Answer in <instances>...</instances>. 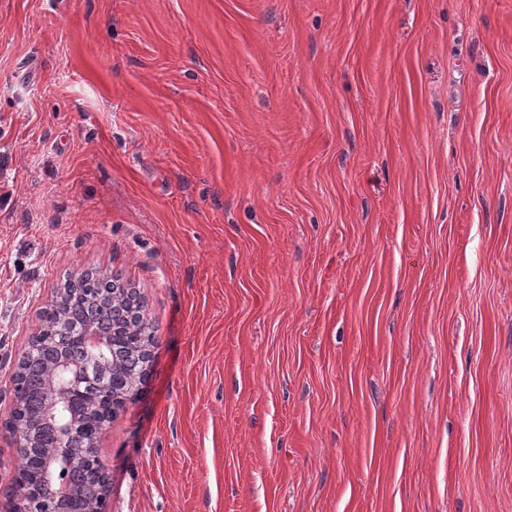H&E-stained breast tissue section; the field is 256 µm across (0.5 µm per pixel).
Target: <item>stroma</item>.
Returning <instances> with one entry per match:
<instances>
[{
	"instance_id": "1",
	"label": "stroma",
	"mask_w": 512,
	"mask_h": 512,
	"mask_svg": "<svg viewBox=\"0 0 512 512\" xmlns=\"http://www.w3.org/2000/svg\"><path fill=\"white\" fill-rule=\"evenodd\" d=\"M139 289L108 512H512V0H0L11 376Z\"/></svg>"
}]
</instances>
